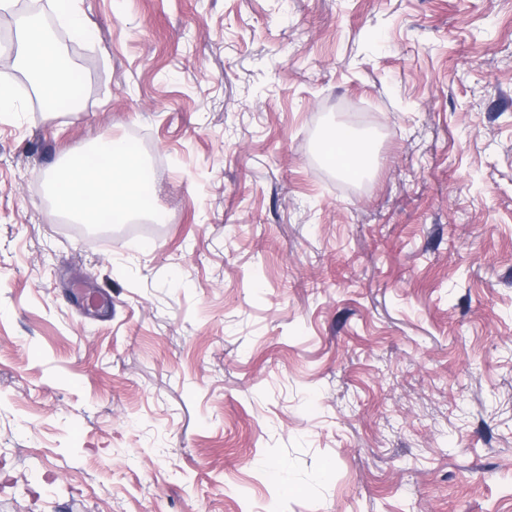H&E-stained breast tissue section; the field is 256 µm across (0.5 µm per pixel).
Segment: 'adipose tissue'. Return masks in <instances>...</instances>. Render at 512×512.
I'll return each instance as SVG.
<instances>
[{
    "label": "adipose tissue",
    "mask_w": 512,
    "mask_h": 512,
    "mask_svg": "<svg viewBox=\"0 0 512 512\" xmlns=\"http://www.w3.org/2000/svg\"><path fill=\"white\" fill-rule=\"evenodd\" d=\"M22 60L34 64L35 90L45 111H52L69 90L58 46L39 29L25 27ZM92 154L97 164H88L79 155L47 178L49 192L63 215L96 225L122 223L143 211L141 186L149 179L144 162L127 150L123 140L112 137L100 140Z\"/></svg>",
    "instance_id": "1"
}]
</instances>
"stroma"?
<instances>
[{
	"instance_id": "obj_1",
	"label": "stroma",
	"mask_w": 512,
	"mask_h": 512,
	"mask_svg": "<svg viewBox=\"0 0 512 512\" xmlns=\"http://www.w3.org/2000/svg\"><path fill=\"white\" fill-rule=\"evenodd\" d=\"M19 2L0 512H512V0H45L89 30L50 112ZM105 136L162 220L49 208ZM336 140L348 149L347 156L341 160L338 168L351 176L361 175L369 157V144L365 140L354 137L350 132L334 133L330 135L328 143V150L331 155L335 152Z\"/></svg>"
}]
</instances>
